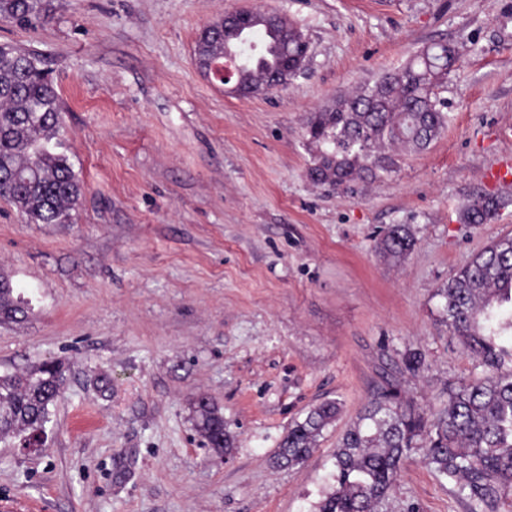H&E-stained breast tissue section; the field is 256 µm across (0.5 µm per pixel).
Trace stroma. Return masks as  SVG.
Wrapping results in <instances>:
<instances>
[{"instance_id":"35a3bbf8","label":"stroma","mask_w":512,"mask_h":512,"mask_svg":"<svg viewBox=\"0 0 512 512\" xmlns=\"http://www.w3.org/2000/svg\"><path fill=\"white\" fill-rule=\"evenodd\" d=\"M259 7L299 27L310 57L291 84L244 97L194 50L224 12ZM3 43L43 54L85 193L70 224L25 223L0 198V275L31 303L0 323V374L69 366L42 447L0 442V505L309 512L382 386L425 408L480 377L434 290L512 232V204L461 218L477 194H512L485 176L512 159V0H49L44 19L0 23ZM433 43L457 52L447 129L385 180L315 185L310 114ZM394 224L415 239L399 259L375 247ZM200 395L232 455L200 446ZM327 400L342 413L316 450L274 468L289 425ZM378 512L467 509L416 454Z\"/></svg>"}]
</instances>
